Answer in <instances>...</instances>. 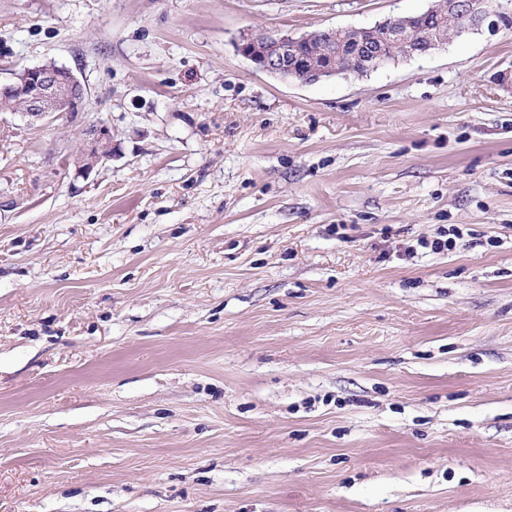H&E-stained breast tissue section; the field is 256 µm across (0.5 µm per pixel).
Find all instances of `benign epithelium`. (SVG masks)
<instances>
[{
    "instance_id": "benign-epithelium-1",
    "label": "benign epithelium",
    "mask_w": 512,
    "mask_h": 512,
    "mask_svg": "<svg viewBox=\"0 0 512 512\" xmlns=\"http://www.w3.org/2000/svg\"><path fill=\"white\" fill-rule=\"evenodd\" d=\"M487 0H434V5L421 14L409 17H390L377 23L370 32L391 40L404 53L413 57L423 48L416 41L417 27L437 12L440 5L448 9V15L462 19L465 33L479 28L488 18ZM238 54L249 60L256 69L287 79L301 75V83L313 84L323 78L336 75V59L327 58L315 62L299 51V41L288 35L245 33L236 41ZM356 52L374 62L383 59L382 44L375 38L359 42ZM0 95L15 96L24 102L20 115L35 119L54 120L60 117L75 118L85 112L89 99L86 85L75 72L65 66L39 65L13 73L8 83L0 82ZM112 159V130L104 123H94L77 150L65 159L75 175L88 176L100 163Z\"/></svg>"
}]
</instances>
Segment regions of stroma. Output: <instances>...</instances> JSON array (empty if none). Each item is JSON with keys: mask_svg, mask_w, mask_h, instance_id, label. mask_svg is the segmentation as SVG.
<instances>
[{"mask_svg": "<svg viewBox=\"0 0 512 512\" xmlns=\"http://www.w3.org/2000/svg\"><path fill=\"white\" fill-rule=\"evenodd\" d=\"M430 3L0 0L89 90L0 112V512H512V0L315 84L235 50ZM77 150L65 159L73 166L75 175L88 176L100 163L112 158V130L105 123H93Z\"/></svg>", "mask_w": 512, "mask_h": 512, "instance_id": "1", "label": "stroma"}]
</instances>
